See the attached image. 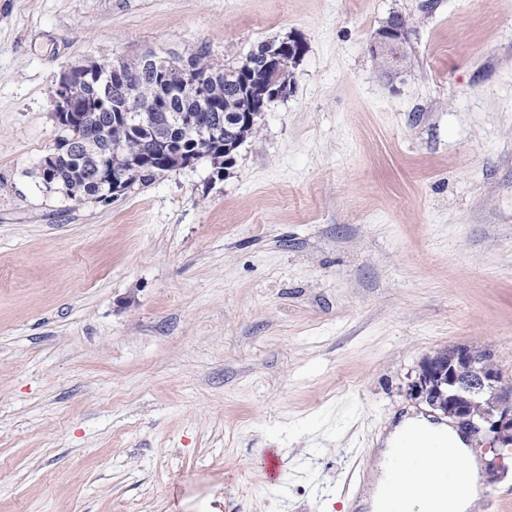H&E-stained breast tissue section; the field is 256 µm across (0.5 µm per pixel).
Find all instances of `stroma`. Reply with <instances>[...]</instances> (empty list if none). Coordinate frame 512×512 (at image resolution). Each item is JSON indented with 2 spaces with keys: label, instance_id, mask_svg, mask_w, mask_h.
I'll return each mask as SVG.
<instances>
[{
  "label": "stroma",
  "instance_id": "stroma-1",
  "mask_svg": "<svg viewBox=\"0 0 512 512\" xmlns=\"http://www.w3.org/2000/svg\"><path fill=\"white\" fill-rule=\"evenodd\" d=\"M290 33L227 170L42 183L64 68ZM460 343L512 385V0H0V512H341ZM503 462L476 512H512ZM407 30V23L404 21L402 24H397L393 21L391 15L382 29L378 30L369 43V51L377 55L381 47L389 43H403Z\"/></svg>",
  "mask_w": 512,
  "mask_h": 512
}]
</instances>
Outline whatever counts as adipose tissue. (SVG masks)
Wrapping results in <instances>:
<instances>
[{
    "mask_svg": "<svg viewBox=\"0 0 512 512\" xmlns=\"http://www.w3.org/2000/svg\"><path fill=\"white\" fill-rule=\"evenodd\" d=\"M466 442L456 431L436 426L426 419L403 417L380 451L383 462L403 452L407 464L429 469L433 478L418 490L398 494L390 489L372 491V512H423L429 501H437L441 512H469L479 495L476 461L449 467L450 455H462Z\"/></svg>",
    "mask_w": 512,
    "mask_h": 512,
    "instance_id": "obj_1",
    "label": "adipose tissue"
}]
</instances>
